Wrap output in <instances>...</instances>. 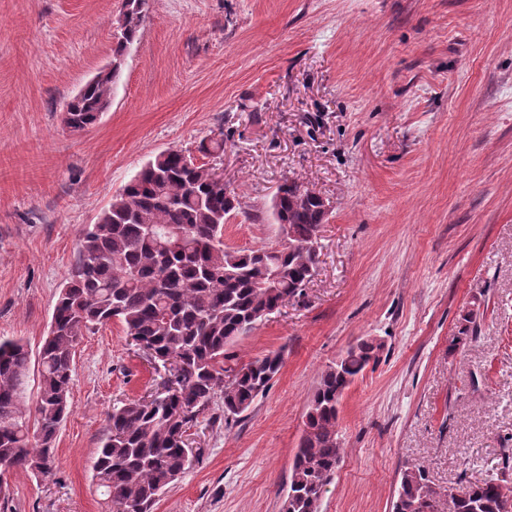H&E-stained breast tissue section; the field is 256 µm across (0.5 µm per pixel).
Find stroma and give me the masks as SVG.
<instances>
[{
	"label": "stroma",
	"instance_id": "35a3bbf8",
	"mask_svg": "<svg viewBox=\"0 0 512 512\" xmlns=\"http://www.w3.org/2000/svg\"><path fill=\"white\" fill-rule=\"evenodd\" d=\"M122 10L0 0V337L38 355L85 225L157 153L220 136L225 244L277 240L286 179L330 213L312 282L226 349L281 371L242 415H200L155 512H283L318 376L368 336L384 348L341 399L322 512H391L413 465L444 493L512 482V0H150L110 107L72 132ZM164 376L118 322L85 333L54 471L12 475L5 512H105V417Z\"/></svg>",
	"mask_w": 512,
	"mask_h": 512
}]
</instances>
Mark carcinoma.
I'll return each mask as SVG.
<instances>
[{
    "instance_id": "cac0c4a2",
    "label": "carcinoma",
    "mask_w": 512,
    "mask_h": 512,
    "mask_svg": "<svg viewBox=\"0 0 512 512\" xmlns=\"http://www.w3.org/2000/svg\"><path fill=\"white\" fill-rule=\"evenodd\" d=\"M148 0H127L114 50L119 59L148 18ZM119 72L85 85L66 105L63 121L75 131L97 124ZM198 163L181 149L149 159L87 225L74 267L58 293L48 336L38 353L39 392L34 425L25 418L21 388L30 354L20 339H0V476L50 473L55 442L72 412L73 353L85 332L116 321L166 365L172 387L150 404L131 400L107 413L93 479L116 512H154L160 495L197 460L181 438L215 399L225 417L254 404L278 375V353L239 367L224 383V351L268 315L301 295L311 281L321 226L330 205L319 193L285 181L272 216L286 242L252 250L224 244V224L240 203L219 172L224 140L201 142ZM382 347L359 341L344 366H326L310 397L290 476L286 512H321L343 448L338 431L343 392ZM426 468L404 469L392 512H512V486L488 479L440 501L427 495Z\"/></svg>"
}]
</instances>
